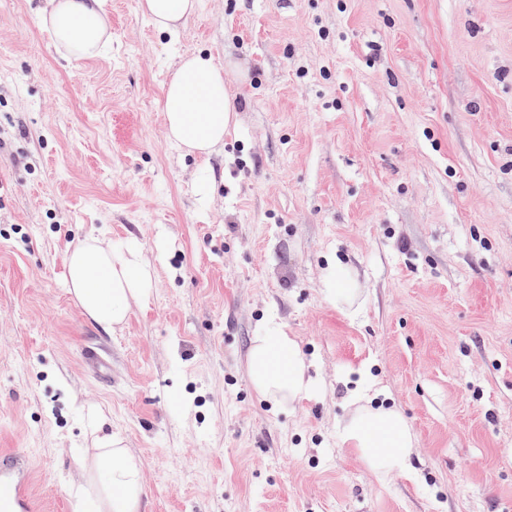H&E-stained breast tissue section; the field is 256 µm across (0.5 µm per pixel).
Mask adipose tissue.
Returning <instances> with one entry per match:
<instances>
[{"label": "adipose tissue", "mask_w": 512, "mask_h": 512, "mask_svg": "<svg viewBox=\"0 0 512 512\" xmlns=\"http://www.w3.org/2000/svg\"><path fill=\"white\" fill-rule=\"evenodd\" d=\"M153 27L169 36L179 32L198 8V0H138ZM42 30L77 61L103 54L111 41L105 0H44L37 10ZM237 101L224 82V66L202 52L179 57L163 87L162 112L166 137L185 154L206 157L224 145L235 124ZM67 285L82 313L112 332L129 320L133 306L149 299L154 278L137 240L115 245L96 237L74 244L67 253ZM322 293L337 308L349 311L361 296L358 280L340 261H328ZM250 384L273 407L309 398L315 381L295 337L278 326L254 336L247 356ZM352 410L339 422L342 441L354 448L377 480L406 466L416 439L401 410L375 404L365 389L352 395ZM106 418L87 413L94 438L91 454L78 465L81 482L69 485L73 512H139L144 486L139 459L120 435L106 431Z\"/></svg>", "instance_id": "ef3b65f1"}]
</instances>
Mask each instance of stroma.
<instances>
[{"label": "stroma", "instance_id": "obj_1", "mask_svg": "<svg viewBox=\"0 0 512 512\" xmlns=\"http://www.w3.org/2000/svg\"><path fill=\"white\" fill-rule=\"evenodd\" d=\"M39 4L0 0V449L41 512H71L91 406L142 462L141 512H512V0H200L175 39L106 0L112 48L81 62ZM197 51L239 106L207 159L160 110ZM101 234L154 277L112 333L66 285ZM331 259L355 316L321 293ZM271 324L316 381L290 412L246 373ZM362 386L416 436L382 482L337 434ZM322 293L325 299L344 311H352L361 296L358 280L339 260H329L323 270Z\"/></svg>", "mask_w": 512, "mask_h": 512}]
</instances>
